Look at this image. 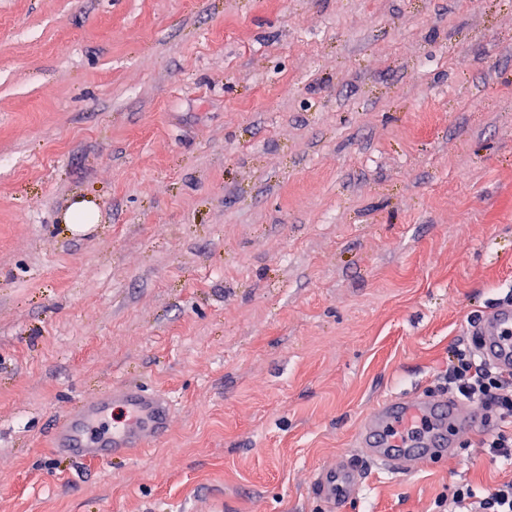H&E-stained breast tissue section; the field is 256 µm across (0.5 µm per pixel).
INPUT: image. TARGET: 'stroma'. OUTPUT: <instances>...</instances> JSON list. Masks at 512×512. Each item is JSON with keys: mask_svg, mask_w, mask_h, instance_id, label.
Returning <instances> with one entry per match:
<instances>
[{"mask_svg": "<svg viewBox=\"0 0 512 512\" xmlns=\"http://www.w3.org/2000/svg\"><path fill=\"white\" fill-rule=\"evenodd\" d=\"M511 295L512 0H0V512H327ZM124 383L164 439L50 447ZM481 437L349 512L512 481ZM115 403L122 404L135 423L101 435H87L91 421L101 419ZM171 397L132 386H112L61 417L53 428L52 446L61 455L85 462L130 456L163 438L171 418Z\"/></svg>", "mask_w": 512, "mask_h": 512, "instance_id": "stroma-1", "label": "stroma"}]
</instances>
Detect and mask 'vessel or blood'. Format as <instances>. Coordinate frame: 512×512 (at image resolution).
I'll use <instances>...</instances> for the list:
<instances>
[{
	"label": "vessel or blood",
	"instance_id": "1",
	"mask_svg": "<svg viewBox=\"0 0 512 512\" xmlns=\"http://www.w3.org/2000/svg\"><path fill=\"white\" fill-rule=\"evenodd\" d=\"M510 333L512 301L508 299L472 322L470 336L484 364L502 371L512 369V347L504 342ZM117 403L134 417V424L95 436L88 434L89 423L101 419ZM171 411L169 396L139 387L115 386L61 417L52 432V446L58 454L86 462L128 456L166 435ZM416 415L430 418L433 430L412 441L396 437L397 428ZM484 421L481 410L453 397L432 399L416 393L387 397L365 418L358 435L360 454L343 455L315 469L310 490L329 505L331 512H346L363 493L368 465L398 475L409 473L455 448L459 435L481 428Z\"/></svg>",
	"mask_w": 512,
	"mask_h": 512
}]
</instances>
